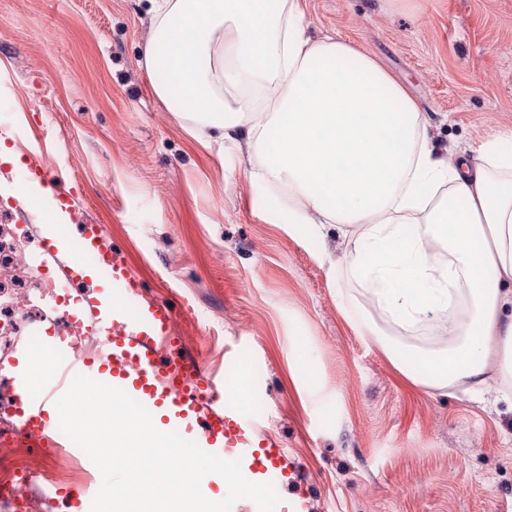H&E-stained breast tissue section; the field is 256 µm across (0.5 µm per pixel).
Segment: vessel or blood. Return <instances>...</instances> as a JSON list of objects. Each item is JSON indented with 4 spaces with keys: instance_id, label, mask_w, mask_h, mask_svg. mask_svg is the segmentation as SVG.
<instances>
[{
    "instance_id": "obj_1",
    "label": "vessel or blood",
    "mask_w": 512,
    "mask_h": 512,
    "mask_svg": "<svg viewBox=\"0 0 512 512\" xmlns=\"http://www.w3.org/2000/svg\"><path fill=\"white\" fill-rule=\"evenodd\" d=\"M39 258L69 282L83 280L85 269H93L108 293L69 311L75 325L100 335L95 352L73 354L68 337L43 330L38 347H24L9 363V406L20 447H57L55 402L72 377L82 374L124 390L203 451L240 460L247 480L284 489L279 512H308L297 462L277 437L239 411L231 376L205 371L187 352L174 333L169 307L149 294L101 225H84L76 240L61 232L42 236ZM48 363L54 368L51 381L33 387L32 377Z\"/></svg>"
}]
</instances>
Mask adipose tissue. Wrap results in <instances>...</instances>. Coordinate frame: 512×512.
<instances>
[{"mask_svg": "<svg viewBox=\"0 0 512 512\" xmlns=\"http://www.w3.org/2000/svg\"><path fill=\"white\" fill-rule=\"evenodd\" d=\"M144 65L196 140L245 143L272 224L345 230L347 273L373 296L358 326L387 356L379 321L451 328L417 349L427 388L512 385V128L449 155L416 101L370 55L302 34L300 0H151Z\"/></svg>", "mask_w": 512, "mask_h": 512, "instance_id": "ef3b65f1", "label": "adipose tissue"}]
</instances>
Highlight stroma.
<instances>
[{
    "label": "stroma",
    "instance_id": "stroma-1",
    "mask_svg": "<svg viewBox=\"0 0 512 512\" xmlns=\"http://www.w3.org/2000/svg\"><path fill=\"white\" fill-rule=\"evenodd\" d=\"M306 31L370 54L435 143L512 127V0H304ZM151 0H0L4 145L38 157L69 231L99 224L185 347L236 373L309 512H512V392L415 386L357 325L371 306L325 238L270 224L245 151L203 148L144 67Z\"/></svg>",
    "mask_w": 512,
    "mask_h": 512
}]
</instances>
